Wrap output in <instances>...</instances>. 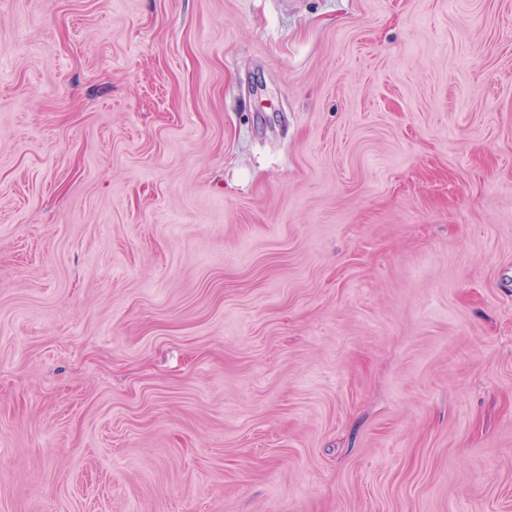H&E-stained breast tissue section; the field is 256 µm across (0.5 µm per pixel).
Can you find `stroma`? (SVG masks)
<instances>
[{"mask_svg": "<svg viewBox=\"0 0 512 512\" xmlns=\"http://www.w3.org/2000/svg\"><path fill=\"white\" fill-rule=\"evenodd\" d=\"M0 512H512V0H0Z\"/></svg>", "mask_w": 512, "mask_h": 512, "instance_id": "35a3bbf8", "label": "stroma"}]
</instances>
